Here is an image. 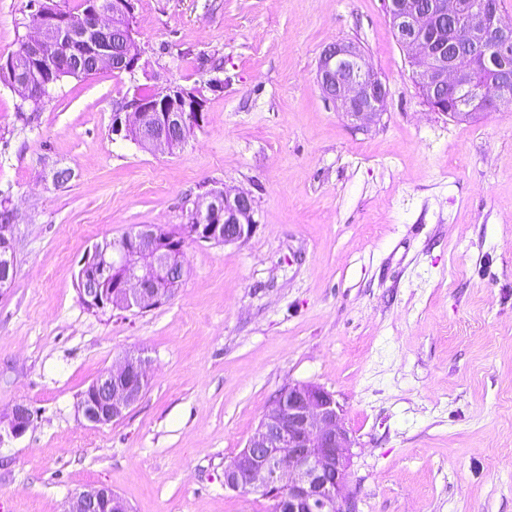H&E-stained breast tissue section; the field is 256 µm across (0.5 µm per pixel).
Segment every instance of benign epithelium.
Segmentation results:
<instances>
[{"label":"benign epithelium","instance_id":"7a95c632","mask_svg":"<svg viewBox=\"0 0 512 512\" xmlns=\"http://www.w3.org/2000/svg\"><path fill=\"white\" fill-rule=\"evenodd\" d=\"M399 43L425 65L417 81L446 94L427 98L435 112L453 113L467 120L466 111L488 112L512 108L507 83L475 85L470 69L460 65L459 55L448 59L431 55L418 32L440 17L464 39L484 42L489 33L510 34L502 24L493 0H466L464 9L455 0L419 3L408 10L398 0H386ZM134 0H92L79 15L67 12L41 17L35 32L24 41L20 53L33 63L35 79L23 77L15 88L26 95L47 98L66 72L90 47L100 69L112 68V34L134 16ZM317 80L325 97L357 126L364 128L380 115L386 88L368 68L361 50L351 42L328 46L320 60ZM131 111L114 113L112 131L138 129L153 151L171 153L185 144L203 123L204 105L181 86L169 85L150 100L134 97ZM255 198L249 192L231 194L214 189L194 202L190 238L196 242L243 244L254 233ZM178 261L175 248L167 245L155 224L141 225L126 239L123 251L109 257L96 244L81 261V295L89 309H104L116 300L123 309L140 311L159 306L173 297L168 289L170 268ZM16 275L15 225L0 227V292L12 287ZM148 383L147 364L140 357H126L94 381L87 397L76 403L77 413L92 427L120 418L143 394ZM34 412L17 403L0 416V443L22 437L33 422ZM235 461L224 467V488L240 491L234 478L245 472L247 489L262 493L283 480L288 495L276 503V512H357L346 492L354 441L343 423V409L334 395L311 383H295L281 390ZM65 512H129L125 501L111 488L99 486L74 494Z\"/></svg>","mask_w":512,"mask_h":512}]
</instances>
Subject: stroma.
<instances>
[{
	"instance_id": "stroma-1",
	"label": "stroma",
	"mask_w": 512,
	"mask_h": 512,
	"mask_svg": "<svg viewBox=\"0 0 512 512\" xmlns=\"http://www.w3.org/2000/svg\"><path fill=\"white\" fill-rule=\"evenodd\" d=\"M28 4L0 0V56ZM134 29L135 73L64 80L29 125L0 84L16 251L0 414H35L0 446V512H64L100 485L130 512H272L226 490L224 468L296 382L343 408L358 512H512V110L432 111L384 0H136ZM336 42L387 89L367 128L318 86ZM174 83L205 99L182 149L113 135L124 102ZM211 188L254 196L246 243L187 242L183 285L156 308L82 304L95 244L188 223ZM128 355L148 361L145 392L87 426L80 393Z\"/></svg>"
}]
</instances>
